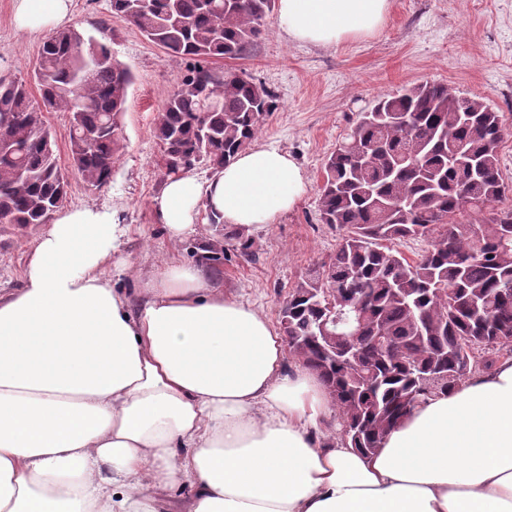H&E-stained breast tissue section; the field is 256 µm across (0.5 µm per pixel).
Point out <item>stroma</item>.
I'll return each mask as SVG.
<instances>
[{"instance_id":"stroma-1","label":"stroma","mask_w":512,"mask_h":512,"mask_svg":"<svg viewBox=\"0 0 512 512\" xmlns=\"http://www.w3.org/2000/svg\"><path fill=\"white\" fill-rule=\"evenodd\" d=\"M106 20L112 52L133 75L123 116L126 148L109 187L87 186L71 174L68 204L119 209L127 226L123 255L130 267L112 280L130 288L171 258L193 262L195 247L209 238L210 229L207 218H200L197 234L174 245L155 216L165 184L155 124L186 62L113 19L110 0H72L70 26L94 36ZM42 41L39 34H18L13 0H0V77L32 80ZM214 65L245 73L273 91L278 107L257 142L288 151L307 178V191L291 211L251 230L255 259L241 255L235 241L224 242L219 280L225 292L275 325L297 281L336 251V232L320 221L324 162L372 100L415 83H445L483 97L512 118V0H392L377 32L326 47L288 41L272 18L245 53ZM40 234L32 228L0 235L1 290L20 286L26 254Z\"/></svg>"}]
</instances>
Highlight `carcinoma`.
<instances>
[{"mask_svg": "<svg viewBox=\"0 0 512 512\" xmlns=\"http://www.w3.org/2000/svg\"><path fill=\"white\" fill-rule=\"evenodd\" d=\"M275 0H111L112 17L192 63L155 126L164 176L224 168L249 147L276 95L262 83L208 66L235 58L264 32ZM34 98L0 78V233L48 223L68 201L69 171L91 187L112 183L125 148L130 71L111 48L76 27L43 42ZM70 115L69 169L45 113ZM506 119L482 98L422 82L377 100L325 164L319 211L341 232L330 262L303 276L283 302L290 353L332 393L337 435L372 453L430 397L512 356V191L500 166ZM211 234L197 260L224 265V239L244 255L252 239ZM423 239L408 259L384 242ZM359 306L357 336L317 342L326 295Z\"/></svg>", "mask_w": 512, "mask_h": 512, "instance_id": "cac0c4a2", "label": "carcinoma"}]
</instances>
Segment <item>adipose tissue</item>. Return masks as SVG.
I'll use <instances>...</instances> for the list:
<instances>
[{
  "instance_id": "1",
  "label": "adipose tissue",
  "mask_w": 512,
  "mask_h": 512,
  "mask_svg": "<svg viewBox=\"0 0 512 512\" xmlns=\"http://www.w3.org/2000/svg\"><path fill=\"white\" fill-rule=\"evenodd\" d=\"M19 32L64 24L72 0H14ZM391 0H278L288 39L369 35ZM293 156L264 145L201 179L168 178L170 241L200 211L249 230L303 196ZM126 229L109 206L58 212L0 291V512H512V357L431 398L362 454L320 433L334 400L287 370L259 310L203 264L170 260L113 288ZM189 487L178 503L174 485Z\"/></svg>"
}]
</instances>
